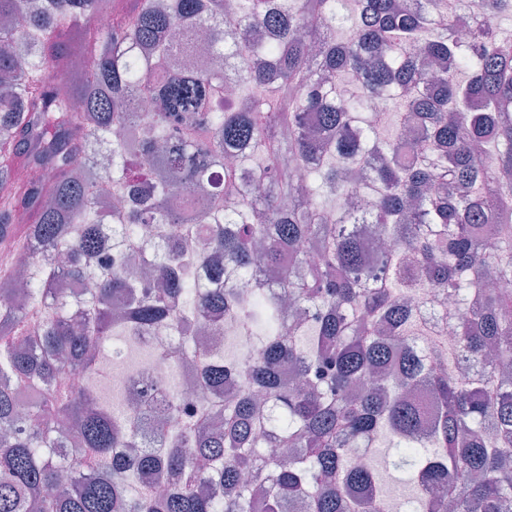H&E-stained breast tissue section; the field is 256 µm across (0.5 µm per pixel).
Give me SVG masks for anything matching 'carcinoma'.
<instances>
[{
  "instance_id": "carcinoma-1",
  "label": "carcinoma",
  "mask_w": 512,
  "mask_h": 512,
  "mask_svg": "<svg viewBox=\"0 0 512 512\" xmlns=\"http://www.w3.org/2000/svg\"><path fill=\"white\" fill-rule=\"evenodd\" d=\"M476 6L460 46L436 0H0V242L20 232L47 259L20 304L0 278V512H251L258 497L266 512H388L371 459L345 454L382 429L387 474L419 512L434 491L455 512H512V292L487 288L492 270L512 278V43L494 23L512 0ZM374 97L384 111L364 114ZM94 144L108 162L78 168ZM25 166L46 178L18 181ZM357 173L370 209L345 204ZM96 178L133 204H98ZM107 224L125 251L96 270ZM363 224L397 247L364 243ZM141 225L157 227L158 263L135 287ZM59 254L95 287L48 307ZM268 268L314 314L308 345L306 318L262 337L221 406L139 377L134 419L115 424L104 343L174 320L188 288L247 340L259 317L273 329L277 301L256 306ZM430 286L457 298L455 350L489 376L415 349L405 298ZM120 294L134 301L115 318ZM228 373L214 363L208 387ZM264 437L293 453L251 485Z\"/></svg>"
}]
</instances>
